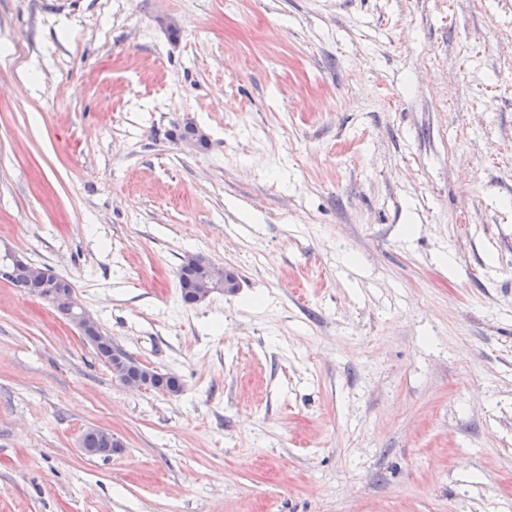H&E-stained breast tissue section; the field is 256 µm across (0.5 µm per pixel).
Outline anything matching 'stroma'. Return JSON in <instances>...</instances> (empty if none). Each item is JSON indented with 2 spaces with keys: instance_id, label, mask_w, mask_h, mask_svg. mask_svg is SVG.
I'll list each match as a JSON object with an SVG mask.
<instances>
[{
  "instance_id": "obj_1",
  "label": "stroma",
  "mask_w": 512,
  "mask_h": 512,
  "mask_svg": "<svg viewBox=\"0 0 512 512\" xmlns=\"http://www.w3.org/2000/svg\"><path fill=\"white\" fill-rule=\"evenodd\" d=\"M1 244L0 512H512V0H0ZM1 257V277L4 274L12 277L26 274L28 276L33 275L36 277L43 278L45 281H57L59 277L52 268L46 266H38L30 262L26 257L12 250L10 247L5 246L2 253L0 248ZM4 262L7 266H3ZM201 253L189 254L185 257L179 270V288L184 303H194L196 283L205 276V267L197 261ZM182 272V274H180ZM206 278L202 280L196 291L195 303L207 299L214 290H227L235 285L234 273L224 265L213 262L206 256ZM14 288H19L27 294L36 295L38 297L51 296L49 302L57 309V311L65 318L72 306L74 295L73 285L69 280L59 282L62 288H54L51 294H48V286L44 281H33L24 278H16L10 281ZM70 321L77 327L82 338H87L88 335L92 334L95 338L98 346L107 355H112L114 362L120 367L123 366V357L115 351V347L112 346V338L106 334L98 320L93 317L87 310L77 304V311L71 316ZM141 365V364H140ZM146 367L142 366L139 367L138 372L132 376L121 374L120 377L115 379L123 385L125 388L132 390V391H149V390H158V393L167 395H177L181 391V382L180 379L172 374V373H161L153 370L154 378L158 385H154L151 381L150 374L147 373ZM162 384L164 387L167 388L168 392L162 388ZM96 429H88L84 434H83V437H82V440H83V444L85 445L86 448H82V450L87 454V455H92L93 453H95V448H106L103 452V456L104 458H108L110 456H112V452L115 453L116 451H121L122 448H120V444L118 441H116L114 439V436L112 435V432L108 429H105V428H99L97 429L99 431V433L104 436L105 439L109 440V441H112V446H114V448H112V446H108L107 444L104 443V441L102 440V438L95 432ZM107 448H111L109 450H107Z\"/></svg>"
}]
</instances>
